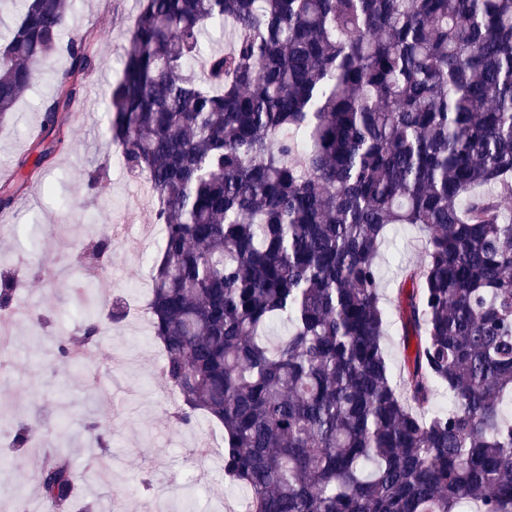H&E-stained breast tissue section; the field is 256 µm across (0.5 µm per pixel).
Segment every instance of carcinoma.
Instances as JSON below:
<instances>
[{
	"mask_svg": "<svg viewBox=\"0 0 512 512\" xmlns=\"http://www.w3.org/2000/svg\"><path fill=\"white\" fill-rule=\"evenodd\" d=\"M72 6L22 0L0 46V121L70 59L1 212L71 146L98 63L95 31L66 34ZM214 25L234 35L222 52ZM108 99L162 229L148 310L173 418L223 426L220 468L250 512H512V0H139ZM401 225L423 253L386 303L378 254ZM110 256L106 231L78 260ZM15 298L0 275V311ZM123 315L119 298L86 315L57 361ZM391 319L416 339L396 371ZM74 484L63 456L45 461L52 512Z\"/></svg>",
	"mask_w": 512,
	"mask_h": 512,
	"instance_id": "1",
	"label": "carcinoma"
}]
</instances>
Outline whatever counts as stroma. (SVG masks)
Returning a JSON list of instances; mask_svg holds the SVG:
<instances>
[{"label":"stroma","instance_id":"stroma-1","mask_svg":"<svg viewBox=\"0 0 512 512\" xmlns=\"http://www.w3.org/2000/svg\"><path fill=\"white\" fill-rule=\"evenodd\" d=\"M137 8L134 0H75L68 31L94 30L101 63L84 80L71 110L73 150L57 153L12 210L0 213V267L21 270L24 303L40 307L39 317L16 321L11 345L0 353V423L16 414L39 423L42 435L27 448L0 446V512H17V495L27 512L41 500L38 477L44 459L65 449L77 475L69 512H151L158 486H166L173 512H243L245 497L231 488L218 467H211L208 487L196 481L194 449L207 438L221 454L223 432L201 419L177 426L170 413L176 396L164 386L159 370L165 353L145 323L151 293V266L157 241L141 244L142 228L153 226V204L144 196V178L130 174L117 159L107 133L108 91L122 69ZM69 67L66 55L52 59L14 112L0 123V178L10 175L17 159L32 150V135L42 123V106ZM103 169V189L91 194L88 175ZM76 226L82 244L111 230L110 263L95 269L77 263L62 247L60 228ZM56 264L46 275L42 259ZM125 302L120 323L108 324L90 353L77 365L56 361L54 337L76 333L91 306ZM98 418L115 441L99 445L86 428Z\"/></svg>","mask_w":512,"mask_h":512}]
</instances>
